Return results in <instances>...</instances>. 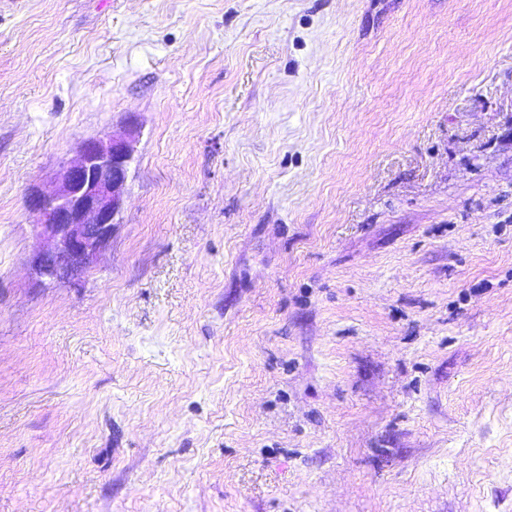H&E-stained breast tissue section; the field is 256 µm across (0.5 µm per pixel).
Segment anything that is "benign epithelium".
Returning a JSON list of instances; mask_svg holds the SVG:
<instances>
[{"instance_id":"1","label":"benign epithelium","mask_w":512,"mask_h":512,"mask_svg":"<svg viewBox=\"0 0 512 512\" xmlns=\"http://www.w3.org/2000/svg\"><path fill=\"white\" fill-rule=\"evenodd\" d=\"M132 160L127 138H90L77 161L60 167L51 191L28 192L33 232L47 243L33 258L39 277H74L92 267L120 223Z\"/></svg>"}]
</instances>
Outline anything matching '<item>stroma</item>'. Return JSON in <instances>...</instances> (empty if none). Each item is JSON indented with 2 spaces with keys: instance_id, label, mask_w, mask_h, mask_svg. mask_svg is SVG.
<instances>
[{
  "instance_id": "obj_1",
  "label": "stroma",
  "mask_w": 512,
  "mask_h": 512,
  "mask_svg": "<svg viewBox=\"0 0 512 512\" xmlns=\"http://www.w3.org/2000/svg\"><path fill=\"white\" fill-rule=\"evenodd\" d=\"M0 512H512V0H0ZM132 160L127 138H90L76 162L60 167L50 192H28L33 232L47 243L33 258L39 277H74L92 267L120 224Z\"/></svg>"
}]
</instances>
